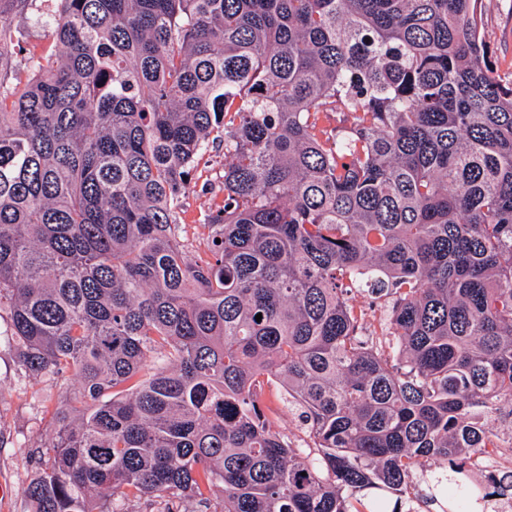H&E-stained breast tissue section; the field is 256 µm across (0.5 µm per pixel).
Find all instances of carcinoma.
Segmentation results:
<instances>
[{
  "label": "carcinoma",
  "mask_w": 512,
  "mask_h": 512,
  "mask_svg": "<svg viewBox=\"0 0 512 512\" xmlns=\"http://www.w3.org/2000/svg\"><path fill=\"white\" fill-rule=\"evenodd\" d=\"M30 2L0 0V70ZM478 3L54 0L58 51L0 80V342L74 381L32 512H402L420 458L443 510L512 499L470 465L512 403V80ZM224 174V144L214 145L200 161L183 198L179 211L181 236L190 255L207 258L208 229L200 219L215 202L224 197L220 175ZM357 303L365 307L367 318L363 329L364 339H374L381 333V323L387 316L388 304L383 300H376L367 297H356ZM266 404L273 408H279V416L273 422V430L280 431L295 443H303L302 440L306 438L305 429L301 427L293 412H288V408L284 407L281 403L278 392H266L264 396Z\"/></svg>",
  "instance_id": "cac0c4a2"
}]
</instances>
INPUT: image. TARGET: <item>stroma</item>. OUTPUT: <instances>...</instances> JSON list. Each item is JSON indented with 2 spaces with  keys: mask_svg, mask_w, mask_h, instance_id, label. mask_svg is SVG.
<instances>
[{
  "mask_svg": "<svg viewBox=\"0 0 512 512\" xmlns=\"http://www.w3.org/2000/svg\"><path fill=\"white\" fill-rule=\"evenodd\" d=\"M43 0H32L15 19L28 51L41 53L54 41L51 24L38 21ZM482 36L498 62L502 77L512 76V0H482ZM224 147L214 145L200 161L179 212L181 236L192 256L206 257L208 231L200 224L204 213L223 198ZM67 384L48 377L28 378L19 370V350L0 346V512H28L22 490L38 464V448L50 434L52 411Z\"/></svg>",
  "mask_w": 512,
  "mask_h": 512,
  "instance_id": "35a3bbf8",
  "label": "stroma"
}]
</instances>
